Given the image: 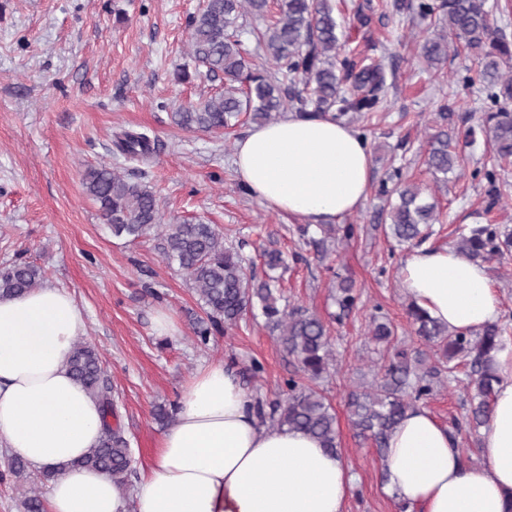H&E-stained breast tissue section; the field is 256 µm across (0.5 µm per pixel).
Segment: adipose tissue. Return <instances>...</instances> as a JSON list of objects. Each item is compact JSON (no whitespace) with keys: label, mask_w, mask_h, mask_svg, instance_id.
Wrapping results in <instances>:
<instances>
[{"label":"adipose tissue","mask_w":512,"mask_h":512,"mask_svg":"<svg viewBox=\"0 0 512 512\" xmlns=\"http://www.w3.org/2000/svg\"><path fill=\"white\" fill-rule=\"evenodd\" d=\"M236 177L267 208L336 223L366 201V143L328 116L256 125L238 141ZM409 298L449 331L495 321L500 299L485 266L454 250L416 249L401 269ZM83 315L64 290L0 298V445L43 471L48 512H344L354 487L341 454L301 431L259 423L234 370L196 371L156 441L136 491L79 466L103 433L99 405L69 371ZM501 376L481 440L483 464L460 461L448 428L407 411L382 457L389 489L419 512H512V340L493 353Z\"/></svg>","instance_id":"1"}]
</instances>
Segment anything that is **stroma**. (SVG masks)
<instances>
[{
	"label": "stroma",
	"instance_id": "35a3bbf8",
	"mask_svg": "<svg viewBox=\"0 0 512 512\" xmlns=\"http://www.w3.org/2000/svg\"><path fill=\"white\" fill-rule=\"evenodd\" d=\"M332 4L340 41L380 64L387 84L385 109L364 130L371 184L364 205L348 218L354 234L321 247L299 236L297 219L241 190L233 157L247 125L220 136L173 121V112L223 85L219 79H175L187 61L188 18L201 0H0V269L26 259L42 269L44 284L72 295L140 468L165 428L156 408L176 404L199 368L224 361L251 398L269 403L294 364L257 308L237 327L198 345L193 328L205 316L198 296L163 261L154 237L130 243L113 236L84 191L86 169L121 167L156 192L165 217L216 224L257 279L268 273L264 252H284L289 304L330 322L337 363L321 387L335 410L340 448L355 479L346 512H402L387 488L377 448L356 436L346 408L348 392L370 383L383 362L385 345L368 337L375 312L394 324L396 345L422 348L405 313L399 276L411 247L385 237L376 221L377 191L392 168H402L406 181L435 197L441 211L424 246L450 248L459 226L512 230V164L499 173L506 197L488 207L481 172L497 162L480 131V69L464 53L435 69L426 64L419 45L440 34L438 19L396 13L387 0ZM465 75L471 84L462 83ZM444 106L452 112L445 123L438 115ZM443 123L463 161L440 191L424 155L429 133ZM124 129L148 131L161 152L146 165L115 155L112 137ZM337 278L351 280L359 294L345 316L334 300ZM163 311L173 314L177 336L156 332ZM255 363L262 367L257 375L250 371ZM423 407L455 432L473 466H481V437L465 426L470 396L463 384L438 385Z\"/></svg>",
	"mask_w": 512,
	"mask_h": 512
}]
</instances>
